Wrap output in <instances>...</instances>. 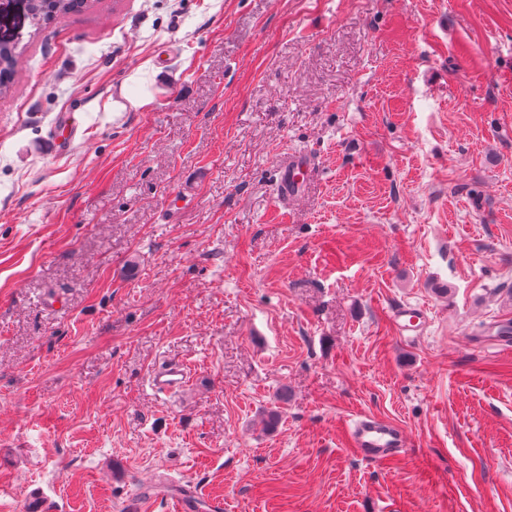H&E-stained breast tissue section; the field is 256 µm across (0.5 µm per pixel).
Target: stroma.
I'll use <instances>...</instances> for the list:
<instances>
[{
	"label": "stroma",
	"mask_w": 512,
	"mask_h": 512,
	"mask_svg": "<svg viewBox=\"0 0 512 512\" xmlns=\"http://www.w3.org/2000/svg\"><path fill=\"white\" fill-rule=\"evenodd\" d=\"M0 39V512H512V0H0ZM28 15L39 24L52 17L66 15L79 8H88L93 1L88 0H26ZM81 2V3H78ZM21 50L9 41L0 39V100L11 91V79L16 73ZM310 172V162L303 155L292 156L279 165L278 194L288 200L298 193L299 187L306 183ZM394 319L401 334L416 336L425 321V314L420 308H412L406 305L399 306L394 311ZM188 373L180 362H168L154 372L151 385L157 394H167L187 385ZM350 439L363 458L375 462L397 455L407 447L406 436L399 426L372 416L355 422ZM176 511L187 512L192 511L193 508L199 506L197 501L205 502V497L202 495L200 488L194 483H190L183 487L182 491H175Z\"/></svg>",
	"instance_id": "35a3bbf8"
}]
</instances>
